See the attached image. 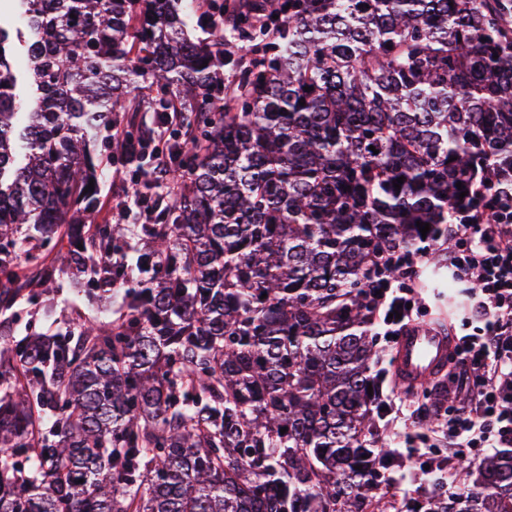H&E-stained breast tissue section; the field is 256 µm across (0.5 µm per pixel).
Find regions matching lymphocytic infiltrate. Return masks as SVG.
<instances>
[{
  "label": "lymphocytic infiltrate",
  "mask_w": 512,
  "mask_h": 512,
  "mask_svg": "<svg viewBox=\"0 0 512 512\" xmlns=\"http://www.w3.org/2000/svg\"><path fill=\"white\" fill-rule=\"evenodd\" d=\"M448 238V266L471 284L479 324L455 340L463 372L449 378L448 408L439 414L453 471L465 450L512 445V208L499 204L474 223L449 225ZM417 300L412 284L384 290L375 317L385 335H399Z\"/></svg>",
  "instance_id": "f902f5d3"
}]
</instances>
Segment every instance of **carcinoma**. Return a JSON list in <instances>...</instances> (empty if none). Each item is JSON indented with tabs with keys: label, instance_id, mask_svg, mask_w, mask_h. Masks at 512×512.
I'll return each instance as SVG.
<instances>
[{
	"label": "carcinoma",
	"instance_id": "cac0c4a2",
	"mask_svg": "<svg viewBox=\"0 0 512 512\" xmlns=\"http://www.w3.org/2000/svg\"><path fill=\"white\" fill-rule=\"evenodd\" d=\"M15 2L31 93L0 24V303L74 277L91 304L126 288V310L0 347V512H416L379 446L376 291L512 199V0H288L234 25L264 46L231 86L224 29L186 35L199 0ZM114 129L135 167L173 171L165 205L139 183L146 224L98 223L93 139ZM425 389L430 421L448 390ZM419 470L424 512H512V452L456 496L442 451Z\"/></svg>",
	"mask_w": 512,
	"mask_h": 512
}]
</instances>
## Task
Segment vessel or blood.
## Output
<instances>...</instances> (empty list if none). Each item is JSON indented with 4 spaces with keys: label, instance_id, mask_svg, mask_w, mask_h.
I'll list each match as a JSON object with an SVG mask.
<instances>
[{
    "label": "vessel or blood",
    "instance_id": "vessel-or-blood-1",
    "mask_svg": "<svg viewBox=\"0 0 512 512\" xmlns=\"http://www.w3.org/2000/svg\"><path fill=\"white\" fill-rule=\"evenodd\" d=\"M453 351L454 343L444 328L410 324L395 342L392 362L395 383L407 390L441 376L448 369Z\"/></svg>",
    "mask_w": 512,
    "mask_h": 512
}]
</instances>
